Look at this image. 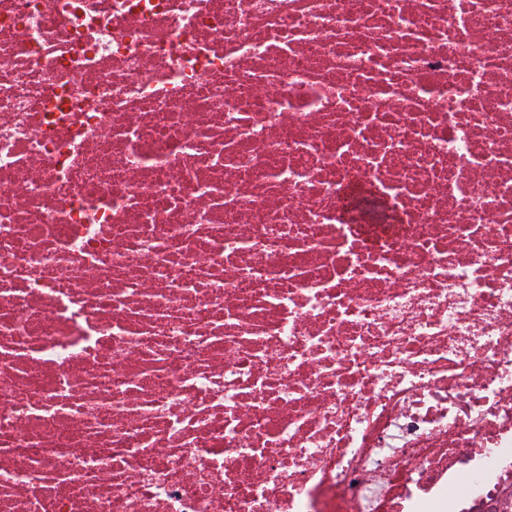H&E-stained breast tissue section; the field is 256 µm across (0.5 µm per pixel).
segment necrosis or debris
I'll return each instance as SVG.
<instances>
[{
  "label": "necrosis or debris",
  "mask_w": 512,
  "mask_h": 512,
  "mask_svg": "<svg viewBox=\"0 0 512 512\" xmlns=\"http://www.w3.org/2000/svg\"><path fill=\"white\" fill-rule=\"evenodd\" d=\"M0 512H512V0H0Z\"/></svg>",
  "instance_id": "4bbe7bcc"
}]
</instances>
